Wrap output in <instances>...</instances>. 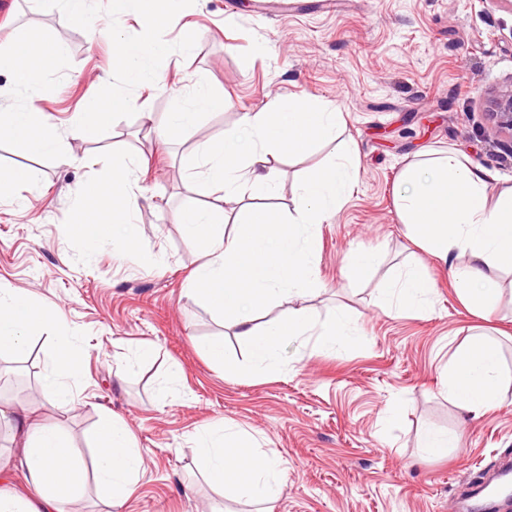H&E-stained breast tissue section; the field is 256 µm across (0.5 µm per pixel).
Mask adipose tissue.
I'll list each match as a JSON object with an SVG mask.
<instances>
[{
	"instance_id": "obj_1",
	"label": "adipose tissue",
	"mask_w": 512,
	"mask_h": 512,
	"mask_svg": "<svg viewBox=\"0 0 512 512\" xmlns=\"http://www.w3.org/2000/svg\"><path fill=\"white\" fill-rule=\"evenodd\" d=\"M168 48L157 43L144 46L121 40L117 53L128 73L152 78V60ZM62 53L58 41L38 44L19 42L9 55L0 54V68H8L17 87L39 83L42 68ZM224 107L206 77H198L195 93L184 107L170 113L165 135L195 123L208 110ZM341 115L317 106L271 101L265 111L244 114L223 144H204L200 154V193L227 196L253 193L272 195L276 189L272 162L284 153L302 155L314 142L335 140ZM0 137L12 141L17 152L40 155L58 152L64 135L36 106L0 111ZM148 159L138 154L121 164L112 175V200L106 203L104 223L74 222L73 235L112 245L124 256L126 240L116 238L113 227L127 224L137 205L132 189L137 170ZM493 175L468 156L453 149L427 151L409 162L399 176L396 208L408 237L448 268L463 303L487 314L497 307L501 290L494 271L512 272V189L493 195ZM434 284L425 268L407 265L382 280L377 288L382 301L404 311H428ZM53 310L36 303L30 294L0 287V353L24 359L29 351L30 331L51 323ZM448 396L472 415L495 407L502 399V373L497 346L471 334L466 347L455 352L444 372ZM9 429L19 450L0 459V474L20 472L35 501L0 489V512H63L65 501L80 493L83 469L64 432L57 426L33 421L27 411L0 406V427ZM96 446L97 495L115 508L132 494L143 471V456L130 428L118 414L99 412L93 432ZM195 446L207 479L216 486L234 485L237 495L273 512L283 475L277 457L259 452L256 439L230 423L199 429Z\"/></svg>"
}]
</instances>
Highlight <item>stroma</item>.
Instances as JSON below:
<instances>
[{
    "label": "stroma",
    "mask_w": 512,
    "mask_h": 512,
    "mask_svg": "<svg viewBox=\"0 0 512 512\" xmlns=\"http://www.w3.org/2000/svg\"><path fill=\"white\" fill-rule=\"evenodd\" d=\"M91 21L72 20L58 0H0V42L23 34L62 40L32 95L0 71V110L34 101L65 131L60 155L24 156L0 139V171L32 168L36 185H18L0 200V286L29 292L53 309L57 322L33 329L27 361L0 375V402L31 410L34 421L60 426L72 445L88 449L99 411L130 424L145 472L122 512H250L251 507L203 475L192 437L224 419L253 434L276 456L283 478L274 512H452L461 490L484 481L512 458V390L479 419L449 400L442 374L470 327L500 348L512 378V273L489 318L460 301L444 265L405 234L394 205L402 167L416 154L453 148L489 169L492 190L512 186V137L497 132L481 94L512 84V0H348L335 13L272 17L225 0H156L149 20H116L104 0H92ZM167 44L150 85L127 77L114 35ZM222 92L224 109L157 150L140 118L163 125L176 106L170 88L190 96L198 75ZM130 102L98 138L68 136L89 98L111 107ZM304 100L341 112L333 142L302 157L275 161L280 185L273 208L296 216V184L331 161L340 144L359 146L360 176L315 239L314 269L326 289L303 299L317 319L348 314L365 345L321 352L297 339L284 370L225 377L204 351L224 340L236 361L245 340L202 301L186 298L185 279L202 263L181 229V209L203 203L196 190L200 148L221 140L239 117L273 99ZM142 151L149 167L137 175L139 204L126 227L125 258L70 233L74 217L106 218L103 204L83 197L90 182L110 185L113 159ZM379 250L369 276L349 273L356 248ZM424 265L435 288L428 312L382 304L377 285L404 265ZM74 332L77 403L43 400L48 355ZM154 351L139 357L142 342ZM133 362L117 380L116 365ZM183 375L165 381L171 364ZM455 431L460 447L447 456L421 446L426 429Z\"/></svg>",
    "instance_id": "35a3bbf8"
}]
</instances>
